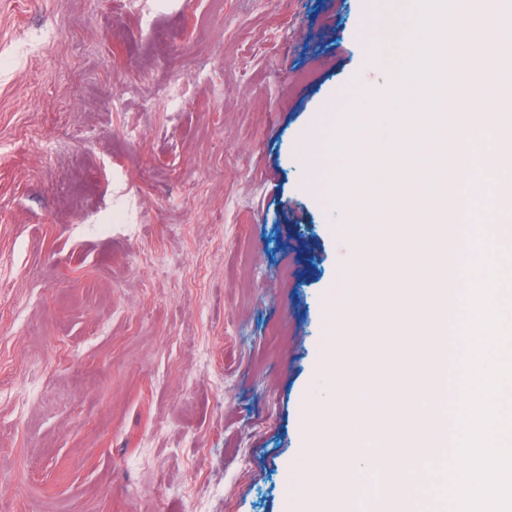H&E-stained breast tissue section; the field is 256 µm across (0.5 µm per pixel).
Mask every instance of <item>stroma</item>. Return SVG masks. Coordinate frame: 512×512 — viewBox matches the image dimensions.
<instances>
[{
	"label": "stroma",
	"instance_id": "obj_1",
	"mask_svg": "<svg viewBox=\"0 0 512 512\" xmlns=\"http://www.w3.org/2000/svg\"><path fill=\"white\" fill-rule=\"evenodd\" d=\"M409 11L0 0V512L314 493L296 465L327 460L312 397L359 248L329 146Z\"/></svg>",
	"mask_w": 512,
	"mask_h": 512
}]
</instances>
